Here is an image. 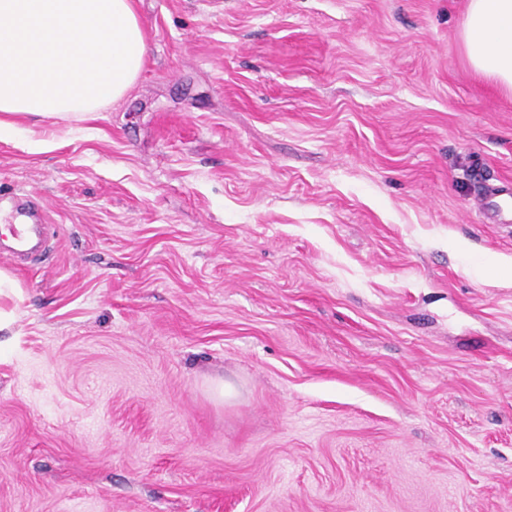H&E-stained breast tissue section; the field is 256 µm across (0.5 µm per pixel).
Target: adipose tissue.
<instances>
[{
  "instance_id": "obj_1",
  "label": "adipose tissue",
  "mask_w": 512,
  "mask_h": 512,
  "mask_svg": "<svg viewBox=\"0 0 512 512\" xmlns=\"http://www.w3.org/2000/svg\"><path fill=\"white\" fill-rule=\"evenodd\" d=\"M460 42L474 69L512 95V0H468ZM134 0H0V137L13 114L86 117L142 71Z\"/></svg>"
}]
</instances>
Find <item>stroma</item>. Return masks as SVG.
Masks as SVG:
<instances>
[{"instance_id": "stroma-1", "label": "stroma", "mask_w": 512, "mask_h": 512, "mask_svg": "<svg viewBox=\"0 0 512 512\" xmlns=\"http://www.w3.org/2000/svg\"><path fill=\"white\" fill-rule=\"evenodd\" d=\"M467 0H135L142 73L14 116L0 512H512V97ZM27 220L19 224H10V233L15 242V253L25 256L31 253L46 236L47 225L43 223L42 215L34 206L21 212Z\"/></svg>"}]
</instances>
